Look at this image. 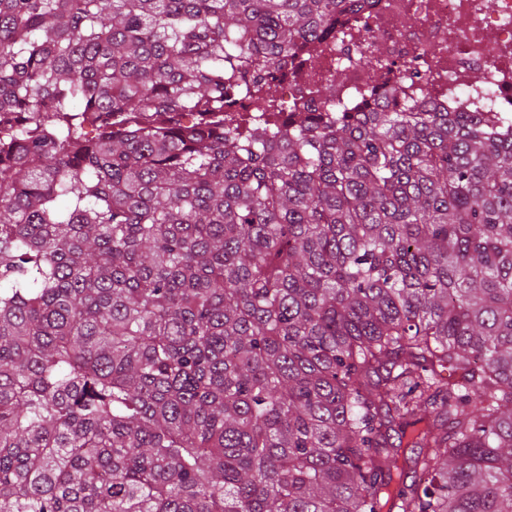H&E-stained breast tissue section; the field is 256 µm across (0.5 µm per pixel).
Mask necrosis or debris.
Returning a JSON list of instances; mask_svg holds the SVG:
<instances>
[{"label":"necrosis or debris","instance_id":"1","mask_svg":"<svg viewBox=\"0 0 512 512\" xmlns=\"http://www.w3.org/2000/svg\"><path fill=\"white\" fill-rule=\"evenodd\" d=\"M350 29L361 44L375 42L382 62L417 68L405 88L439 112H465L480 89L486 112L512 115V0H357ZM367 73L351 44L304 46L276 91L292 101L313 85L339 104L364 90Z\"/></svg>","mask_w":512,"mask_h":512}]
</instances>
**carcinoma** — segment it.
Returning <instances> with one entry per match:
<instances>
[{
  "label": "carcinoma",
  "instance_id": "1",
  "mask_svg": "<svg viewBox=\"0 0 512 512\" xmlns=\"http://www.w3.org/2000/svg\"><path fill=\"white\" fill-rule=\"evenodd\" d=\"M351 2L0 0V512H512V118L280 119Z\"/></svg>",
  "mask_w": 512,
  "mask_h": 512
}]
</instances>
